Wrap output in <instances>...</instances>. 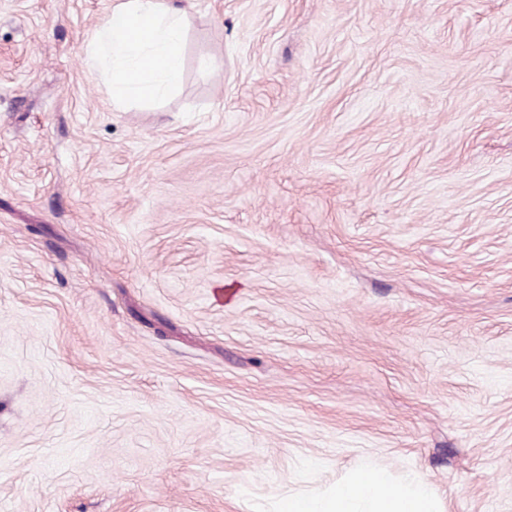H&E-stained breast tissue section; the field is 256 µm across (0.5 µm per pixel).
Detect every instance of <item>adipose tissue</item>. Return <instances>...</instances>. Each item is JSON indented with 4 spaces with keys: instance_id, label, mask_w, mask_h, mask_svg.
Listing matches in <instances>:
<instances>
[{
    "instance_id": "obj_1",
    "label": "adipose tissue",
    "mask_w": 512,
    "mask_h": 512,
    "mask_svg": "<svg viewBox=\"0 0 512 512\" xmlns=\"http://www.w3.org/2000/svg\"><path fill=\"white\" fill-rule=\"evenodd\" d=\"M185 12L173 0H119L94 31L88 64L105 79L114 105L155 100L181 76ZM280 512H440L424 484L396 481L366 464L321 498L289 495Z\"/></svg>"
}]
</instances>
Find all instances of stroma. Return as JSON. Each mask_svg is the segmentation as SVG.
Returning a JSON list of instances; mask_svg holds the SVG:
<instances>
[{
    "mask_svg": "<svg viewBox=\"0 0 512 512\" xmlns=\"http://www.w3.org/2000/svg\"><path fill=\"white\" fill-rule=\"evenodd\" d=\"M0 0V512H279L371 460L512 512V0ZM174 0H121L94 31L89 67L102 75L112 103L155 100L181 76L187 17Z\"/></svg>",
    "mask_w": 512,
    "mask_h": 512,
    "instance_id": "stroma-1",
    "label": "stroma"
}]
</instances>
